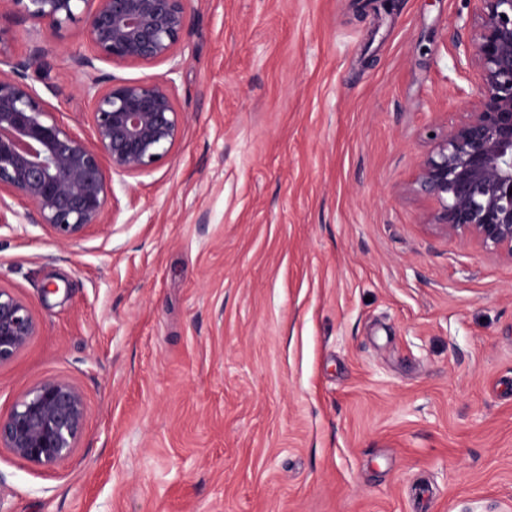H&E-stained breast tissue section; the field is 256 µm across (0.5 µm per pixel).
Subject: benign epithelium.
I'll return each instance as SVG.
<instances>
[{
    "label": "benign epithelium",
    "mask_w": 512,
    "mask_h": 512,
    "mask_svg": "<svg viewBox=\"0 0 512 512\" xmlns=\"http://www.w3.org/2000/svg\"><path fill=\"white\" fill-rule=\"evenodd\" d=\"M39 27L47 54L70 25H81L92 55L123 67L174 59L188 26L190 0H0ZM471 45L456 70L476 75L466 111L431 137L411 192L432 199L430 225L461 243L512 260V0H478ZM30 61L0 50V225L10 218L43 224L63 244L110 219L108 172L137 177L156 169L177 142L184 115L174 79L123 80L88 75L92 138L61 122L29 82ZM25 209L19 213L16 207ZM37 332L26 303L0 289V366ZM85 421L82 392L64 380L24 392L0 416V447L36 466L69 457Z\"/></svg>",
    "instance_id": "benign-epithelium-1"
}]
</instances>
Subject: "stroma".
Instances as JSON below:
<instances>
[{
  "label": "stroma",
  "mask_w": 512,
  "mask_h": 512,
  "mask_svg": "<svg viewBox=\"0 0 512 512\" xmlns=\"http://www.w3.org/2000/svg\"><path fill=\"white\" fill-rule=\"evenodd\" d=\"M478 0H191L169 63L186 120L152 172L110 174L75 243L0 228V287L38 329L0 415L77 386V448L0 447V512H512V260L430 224L409 186L474 77ZM79 25L35 60L91 136Z\"/></svg>",
  "instance_id": "stroma-1"
}]
</instances>
